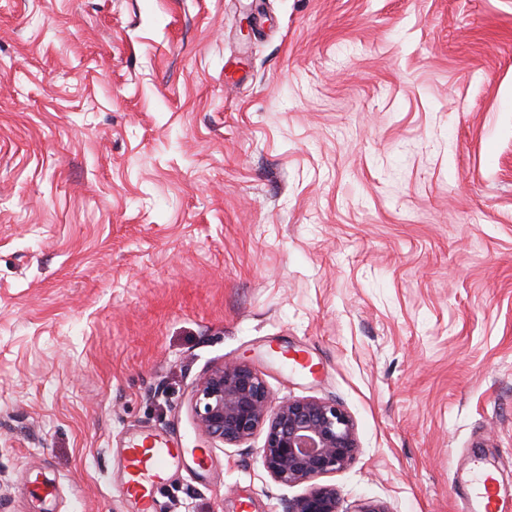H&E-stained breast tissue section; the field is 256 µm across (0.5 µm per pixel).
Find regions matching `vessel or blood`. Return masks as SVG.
I'll return each instance as SVG.
<instances>
[{
    "mask_svg": "<svg viewBox=\"0 0 512 512\" xmlns=\"http://www.w3.org/2000/svg\"><path fill=\"white\" fill-rule=\"evenodd\" d=\"M177 449L144 438L121 451L124 496L134 500L136 512H157L154 490L174 463ZM468 512H502L504 505L496 497L495 478L482 462H475L466 492Z\"/></svg>",
    "mask_w": 512,
    "mask_h": 512,
    "instance_id": "1",
    "label": "vessel or blood"
}]
</instances>
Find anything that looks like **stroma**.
I'll list each match as a JSON object with an SVG mask.
<instances>
[{"label":"stroma","instance_id":"stroma-1","mask_svg":"<svg viewBox=\"0 0 512 512\" xmlns=\"http://www.w3.org/2000/svg\"><path fill=\"white\" fill-rule=\"evenodd\" d=\"M247 361L340 404L339 512L512 502V0H0V512H283ZM178 449L145 437L121 450L122 494L135 501L136 512H157L154 490L174 463ZM474 472L466 492L469 512H502L504 504L496 498L495 478L481 461L474 463Z\"/></svg>","mask_w":512,"mask_h":512}]
</instances>
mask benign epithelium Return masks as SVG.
I'll return each instance as SVG.
<instances>
[{
  "label": "benign epithelium",
  "mask_w": 512,
  "mask_h": 512,
  "mask_svg": "<svg viewBox=\"0 0 512 512\" xmlns=\"http://www.w3.org/2000/svg\"><path fill=\"white\" fill-rule=\"evenodd\" d=\"M199 430L224 445H237L265 431L260 459L282 485L308 484L285 512H337L336 488L318 479L349 465L358 453L354 425L334 403L288 399L272 407L265 381L244 361L212 368L192 393Z\"/></svg>",
  "instance_id": "1"
}]
</instances>
